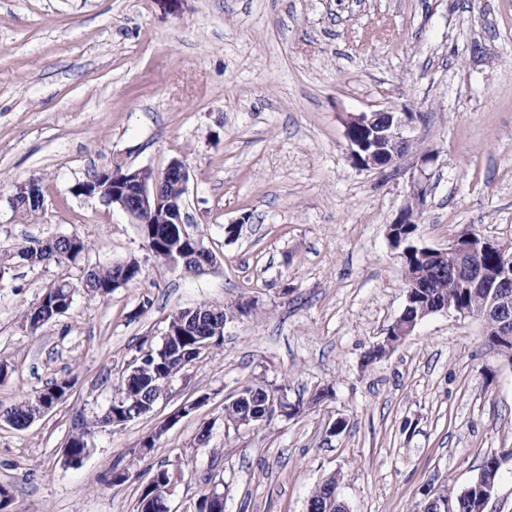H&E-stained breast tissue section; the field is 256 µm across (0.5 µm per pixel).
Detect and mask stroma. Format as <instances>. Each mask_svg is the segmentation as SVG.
Masks as SVG:
<instances>
[{
  "label": "stroma",
  "mask_w": 512,
  "mask_h": 512,
  "mask_svg": "<svg viewBox=\"0 0 512 512\" xmlns=\"http://www.w3.org/2000/svg\"><path fill=\"white\" fill-rule=\"evenodd\" d=\"M386 109L416 113L415 143L399 170L358 169L345 119ZM426 151L436 158L418 244L447 248L469 226L512 243V0H0V253L12 258L0 279V406L73 383L30 426L0 420L10 512H137L164 462L187 474L172 512H193L207 484L224 512H307L336 474L348 512H416L423 489L462 490L488 454L512 448V363L480 319L432 314L363 364L406 303L387 231ZM117 158L157 170L184 161L189 231L215 267L155 259L123 211L73 193ZM32 176L44 206L27 217L9 197ZM73 232L90 243L76 261L14 257ZM131 258L139 282L106 298L77 291L64 316L26 328L23 311L50 283ZM241 303L250 312L173 378L164 402L95 430L83 462L65 463L75 427L111 403L174 313ZM258 381L287 385L292 403L332 396L291 418L225 421L237 389ZM116 465L130 478L112 487Z\"/></svg>",
  "instance_id": "1"
}]
</instances>
